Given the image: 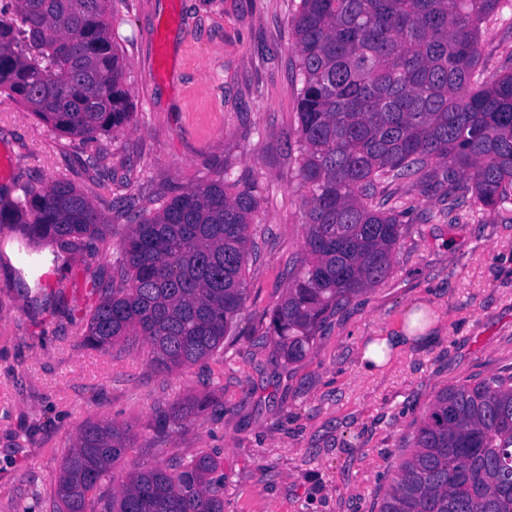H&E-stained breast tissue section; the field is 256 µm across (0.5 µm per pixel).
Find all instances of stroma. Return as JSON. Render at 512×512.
Listing matches in <instances>:
<instances>
[{"mask_svg":"<svg viewBox=\"0 0 512 512\" xmlns=\"http://www.w3.org/2000/svg\"><path fill=\"white\" fill-rule=\"evenodd\" d=\"M300 0H112L113 37L125 61L132 115L91 139L61 136L0 96V198L21 186L72 184L114 235L39 267L44 292L28 294V243L0 224V512H53L55 480L86 419L129 428V459L218 457L224 512H372L435 395L512 373V221L445 212L444 187L392 185L409 205L391 276L341 309L313 353L290 363L264 331L287 272L302 255L304 207L290 178L301 86L290 21ZM165 62H158L157 41ZM489 69L512 67V0L483 24ZM231 168L256 186L246 309L208 360L169 373L147 363L133 337L103 354L80 346L111 273L127 212L153 211ZM422 313L420 333L409 332ZM392 341L388 362L366 372L360 355ZM211 394L224 412L192 414L157 434L158 410Z\"/></svg>","mask_w":512,"mask_h":512,"instance_id":"1","label":"stroma"}]
</instances>
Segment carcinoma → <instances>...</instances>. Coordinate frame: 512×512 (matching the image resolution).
I'll return each instance as SVG.
<instances>
[{"label":"carcinoma","mask_w":512,"mask_h":512,"mask_svg":"<svg viewBox=\"0 0 512 512\" xmlns=\"http://www.w3.org/2000/svg\"><path fill=\"white\" fill-rule=\"evenodd\" d=\"M501 0H300L291 19L301 87L294 178L305 207L303 252L265 336L295 363L353 298L384 282L405 233L404 204L386 188L442 183L456 206L511 214L512 71L474 79L480 25ZM125 63L112 39L109 0H14L0 12V94L68 137L130 121ZM0 202V224L65 253L112 235L92 202L56 182ZM259 200L231 179L190 187L119 242L114 274L80 344L108 353L140 336L165 373L214 356L247 300L250 218ZM217 397L175 401L165 431ZM128 428L87 420L64 458L56 512H224V474L203 454L185 462L133 461ZM377 512H512V374L440 391L400 454Z\"/></svg>","instance_id":"carcinoma-1"}]
</instances>
